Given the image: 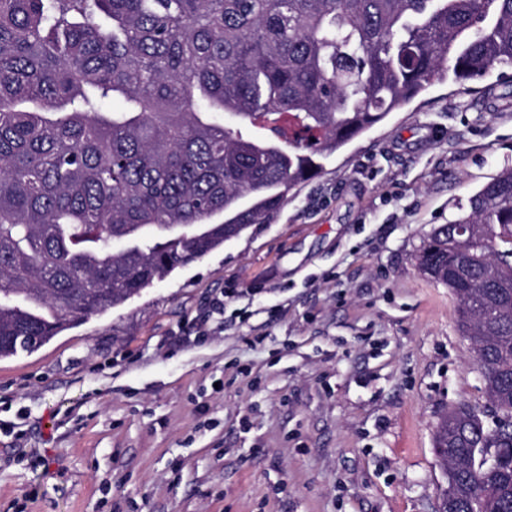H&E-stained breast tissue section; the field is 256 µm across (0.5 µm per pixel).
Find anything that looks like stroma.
<instances>
[{
    "label": "stroma",
    "mask_w": 512,
    "mask_h": 512,
    "mask_svg": "<svg viewBox=\"0 0 512 512\" xmlns=\"http://www.w3.org/2000/svg\"><path fill=\"white\" fill-rule=\"evenodd\" d=\"M323 165L270 223L0 360V512H438L440 417L494 407L417 256L512 168V66Z\"/></svg>",
    "instance_id": "obj_1"
}]
</instances>
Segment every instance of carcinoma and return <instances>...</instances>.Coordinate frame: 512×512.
Returning <instances> with one entry per match:
<instances>
[{
    "instance_id": "obj_1",
    "label": "carcinoma",
    "mask_w": 512,
    "mask_h": 512,
    "mask_svg": "<svg viewBox=\"0 0 512 512\" xmlns=\"http://www.w3.org/2000/svg\"><path fill=\"white\" fill-rule=\"evenodd\" d=\"M499 65L512 0H0V360L219 249L220 218L266 223L433 82ZM418 261L504 421L442 417L444 508L512 512V169Z\"/></svg>"
}]
</instances>
